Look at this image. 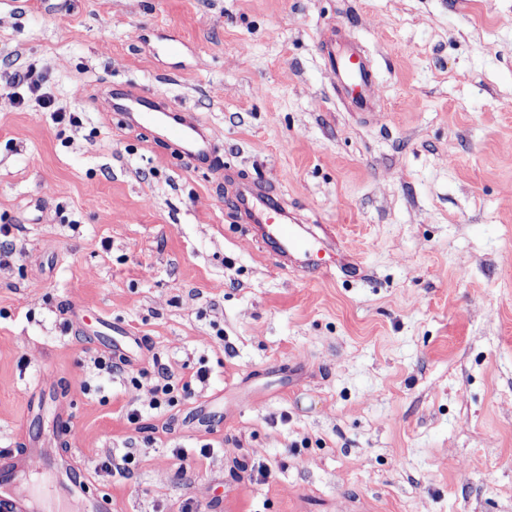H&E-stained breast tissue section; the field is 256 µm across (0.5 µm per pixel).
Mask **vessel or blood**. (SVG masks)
Here are the masks:
<instances>
[{
	"label": "vessel or blood",
	"mask_w": 512,
	"mask_h": 512,
	"mask_svg": "<svg viewBox=\"0 0 512 512\" xmlns=\"http://www.w3.org/2000/svg\"><path fill=\"white\" fill-rule=\"evenodd\" d=\"M330 64L348 98L351 109L370 110L367 88L374 81V70L367 58L358 53L334 56ZM112 109L122 115L126 126L148 129L155 144L172 148L197 168L214 166L217 160L215 139L208 127L184 120L169 102L147 96L135 87L118 90L112 96ZM234 205L239 217L251 224L254 233L283 266L322 276L330 272L332 261L322 259L323 250L334 247L331 233L315 237L303 234L301 221L288 211L284 197L262 183L238 181L234 184ZM58 508H48L34 492L0 495V512H110V502L89 492L86 485L74 484L60 497Z\"/></svg>",
	"instance_id": "vessel-or-blood-1"
}]
</instances>
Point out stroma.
I'll list each match as a JSON object with an SVG mask.
<instances>
[{
    "instance_id": "35a3bbf8",
    "label": "stroma",
    "mask_w": 512,
    "mask_h": 512,
    "mask_svg": "<svg viewBox=\"0 0 512 512\" xmlns=\"http://www.w3.org/2000/svg\"><path fill=\"white\" fill-rule=\"evenodd\" d=\"M351 45L368 112L329 70ZM31 68L80 126L19 106ZM124 84L351 265L281 269L222 172L107 108ZM3 224L0 450L68 458L112 512H512V0H0ZM116 325L141 349L110 376ZM160 363L191 385L156 411Z\"/></svg>"
}]
</instances>
